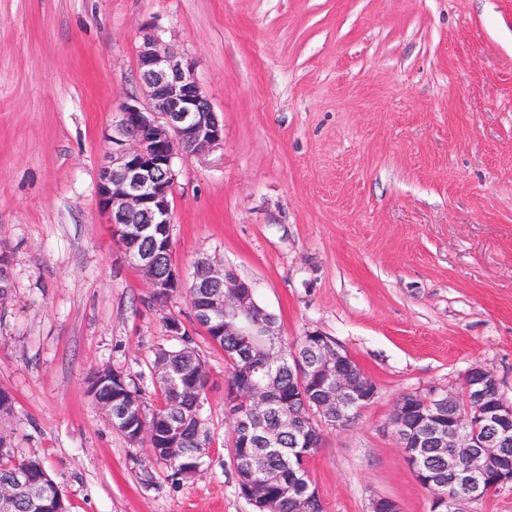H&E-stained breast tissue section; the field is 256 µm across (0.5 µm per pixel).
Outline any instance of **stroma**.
I'll return each mask as SVG.
<instances>
[{"label":"stroma","mask_w":512,"mask_h":512,"mask_svg":"<svg viewBox=\"0 0 512 512\" xmlns=\"http://www.w3.org/2000/svg\"><path fill=\"white\" fill-rule=\"evenodd\" d=\"M149 27L224 125L221 149L177 164L175 265L224 263L286 343L321 331L375 383L309 460L325 512H431L388 427L397 398L461 391L479 363L512 399V0H0V429L69 512H253L203 329L213 444L193 478L87 393L109 367L153 395L168 318L192 323L186 291L155 301L96 196L104 133L145 95Z\"/></svg>","instance_id":"1"}]
</instances>
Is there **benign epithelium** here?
Masks as SVG:
<instances>
[{"instance_id": "obj_1", "label": "benign epithelium", "mask_w": 512, "mask_h": 512, "mask_svg": "<svg viewBox=\"0 0 512 512\" xmlns=\"http://www.w3.org/2000/svg\"><path fill=\"white\" fill-rule=\"evenodd\" d=\"M137 69L147 88L146 98H131L120 108L112 131L106 134L108 162L100 169L96 194L112 234L130 262L143 274L151 293L180 289V269L164 262L158 246H139L145 238L172 236L173 191L177 159L206 156L224 145V125L199 85L194 68L173 45L154 30H143ZM204 276L193 277L189 294L193 320L201 327L223 326L224 335L237 340L244 358L259 342H274L279 335L274 317L260 310L252 284L221 263L204 259ZM303 351L288 358V373L295 378L293 400L308 412L304 418L288 415V430L300 431L299 444L320 446L323 431L341 430L353 420L352 411L371 404L377 387L357 373L352 357L318 330L309 331ZM280 351L269 352L263 378L246 370L228 391V409L241 418L239 437L247 446L261 440L278 444L279 432L264 427L266 411L279 401L277 386ZM456 394L430 389L409 392L395 403L390 425L408 465L432 496V512H464V505L483 498L487 480L502 490L512 489V400L501 392L496 375L481 364L467 372V405L452 408ZM161 434L158 454L179 455L172 435ZM448 463V472L425 468L429 451ZM249 485L243 488L255 512H265V500L254 479L265 474L260 457L250 462ZM46 472H20L0 486V500L24 491L30 512H67L60 492Z\"/></svg>"}]
</instances>
